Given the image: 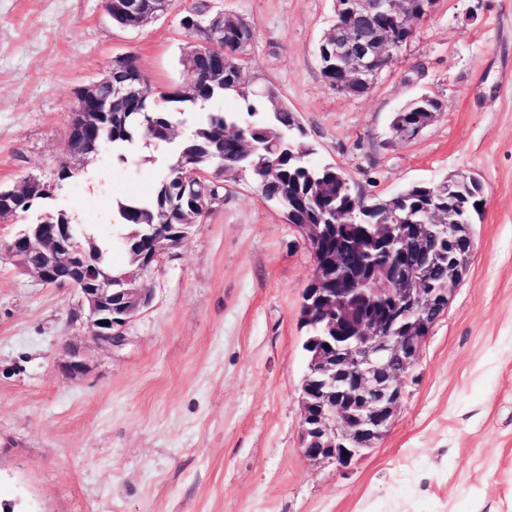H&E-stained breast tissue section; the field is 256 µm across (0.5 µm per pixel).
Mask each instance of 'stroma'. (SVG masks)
<instances>
[{
	"mask_svg": "<svg viewBox=\"0 0 512 512\" xmlns=\"http://www.w3.org/2000/svg\"><path fill=\"white\" fill-rule=\"evenodd\" d=\"M194 3L127 28L102 0H0V187L54 186L0 223V239L59 212L102 244L128 233L117 203L150 194L171 145L104 146L61 182L67 118L77 90L123 54L157 91L187 85L179 59L194 37L181 19ZM209 3L251 24L248 73L278 90L317 159L365 200L451 174L481 180L469 269L391 428L340 469L300 452L314 261L248 177L226 181L223 201L155 262L154 302L122 346L89 341L72 288L0 262V512H512V0H437L360 97L321 73L333 0ZM422 94L439 117L392 138L394 112ZM71 341L88 364L74 381L59 368Z\"/></svg>",
	"mask_w": 512,
	"mask_h": 512,
	"instance_id": "35a3bbf8",
	"label": "stroma"
}]
</instances>
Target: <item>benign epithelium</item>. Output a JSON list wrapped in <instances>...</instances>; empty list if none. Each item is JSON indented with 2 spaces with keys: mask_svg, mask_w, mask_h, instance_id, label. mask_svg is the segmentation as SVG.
<instances>
[{
  "mask_svg": "<svg viewBox=\"0 0 512 512\" xmlns=\"http://www.w3.org/2000/svg\"><path fill=\"white\" fill-rule=\"evenodd\" d=\"M408 0H336L345 4L350 23L327 35L336 36V58L347 64L345 92L356 83L372 88L394 54L389 36L380 21ZM138 95L141 89L112 84V71L84 86L68 121L69 140L92 122L100 108L112 105L101 93ZM402 194L389 204L390 222L377 224L382 236L400 232L413 249L417 262L406 268L387 263L369 273L349 270L334 288L305 289V318L324 323L327 336H316L309 347L301 387V432L303 457L312 463L325 461L345 468L364 456L389 431L399 413L405 385L420 358L422 345L435 320L448 306L454 284L468 271L474 240L470 225L450 218L432 234L425 224L398 223ZM314 259V282L321 271L343 264L349 253L361 250L352 236L338 237L334 252L323 250L327 227L322 224L295 225ZM448 240L446 278L439 288H428L417 269L435 268L441 260V239ZM82 246L69 224H27L12 239L0 243V261L11 262L45 285L64 283L80 296V316L85 318L90 339L99 347L112 349L123 344L128 325L153 301V291L139 280L126 276L117 282L101 268L87 269L75 261ZM63 260L72 267L71 278L57 279L55 267ZM408 322V333L398 326ZM86 367L81 348L67 345L62 369L70 378L81 376Z\"/></svg>",
  "mask_w": 512,
  "mask_h": 512,
  "instance_id": "obj_1",
  "label": "benign epithelium"
}]
</instances>
